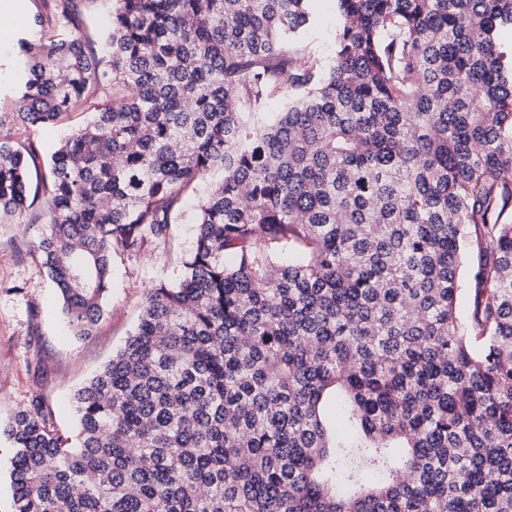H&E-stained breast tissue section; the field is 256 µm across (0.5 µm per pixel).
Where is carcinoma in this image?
<instances>
[{
    "label": "carcinoma",
    "mask_w": 512,
    "mask_h": 512,
    "mask_svg": "<svg viewBox=\"0 0 512 512\" xmlns=\"http://www.w3.org/2000/svg\"><path fill=\"white\" fill-rule=\"evenodd\" d=\"M18 40L0 130L93 118L52 153L0 137V224H42L68 325L104 314L112 255L194 245L123 349L74 394L0 424L15 512H512V0H112ZM288 96L266 118L270 101ZM473 308L457 307L468 247ZM110 8V0L90 2L84 7V18L87 23L88 33L93 39L90 46L98 53H101L103 50L101 37L108 29ZM311 6L314 22L306 33V41L311 50L330 58L334 55L336 31L340 25L336 0H313Z\"/></svg>",
    "instance_id": "carcinoma-1"
}]
</instances>
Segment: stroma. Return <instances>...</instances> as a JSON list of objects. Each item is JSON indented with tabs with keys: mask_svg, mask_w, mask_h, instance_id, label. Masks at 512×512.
Instances as JSON below:
<instances>
[{
	"mask_svg": "<svg viewBox=\"0 0 512 512\" xmlns=\"http://www.w3.org/2000/svg\"><path fill=\"white\" fill-rule=\"evenodd\" d=\"M17 28L0 29V110L11 111L15 40L38 11L53 10L55 0H9ZM314 22L306 33L311 50L323 57L335 51L340 19L336 0H312ZM96 100H83L59 125L15 127L13 139L33 143L39 155L30 164V191L48 175L49 153L94 112ZM35 224H0V421H8L33 397H41L49 418L66 444H73L76 416L70 404L85 385L119 351L133 333L149 285L174 280L181 258L194 241L190 215L175 219L166 243L141 253L112 259L113 279L102 320L89 336L71 334L62 301L40 260L28 250L37 236Z\"/></svg>",
	"mask_w": 512,
	"mask_h": 512,
	"instance_id": "1",
	"label": "stroma"
}]
</instances>
